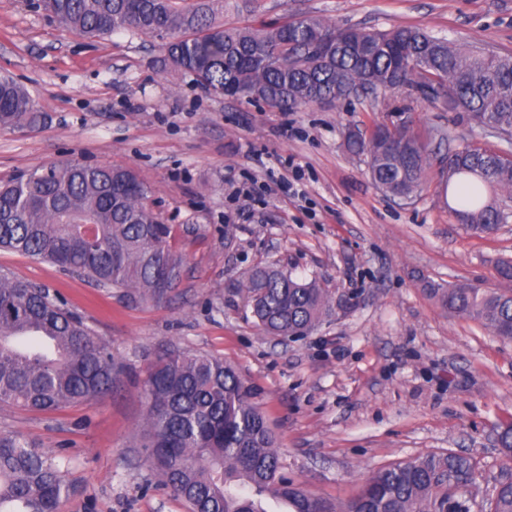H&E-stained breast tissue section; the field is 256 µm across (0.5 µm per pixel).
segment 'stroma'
<instances>
[{
	"mask_svg": "<svg viewBox=\"0 0 512 512\" xmlns=\"http://www.w3.org/2000/svg\"><path fill=\"white\" fill-rule=\"evenodd\" d=\"M225 26L317 16L339 27L416 26L467 50L512 53V0H213ZM158 37L118 31L95 41L25 0H0V72L28 89L45 121L0 129V181L81 162L134 169L183 259L170 301L133 304L58 266L0 251V268L49 289L83 316L122 367L110 395L55 412L0 406V431L55 457L70 493L58 512H187L152 474L141 446L149 364L180 348L220 357L252 388L285 474L344 502L386 466L448 450L477 463L468 496L480 512L505 476L495 443L512 420V340L452 317L429 282L501 287L512 223L480 234L458 223L439 159L466 144L500 148L464 112L407 89L289 112L209 94L163 62ZM405 112L441 130L436 160L410 201L385 195L348 132L370 134ZM292 136H283V129ZM305 177L298 200L282 181ZM273 265L317 279L345 303L297 341L254 323L236 287Z\"/></svg>",
	"mask_w": 512,
	"mask_h": 512,
	"instance_id": "stroma-1",
	"label": "stroma"
}]
</instances>
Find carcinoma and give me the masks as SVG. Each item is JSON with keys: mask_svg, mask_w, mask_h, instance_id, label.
I'll list each match as a JSON object with an SVG mask.
<instances>
[{"mask_svg": "<svg viewBox=\"0 0 512 512\" xmlns=\"http://www.w3.org/2000/svg\"><path fill=\"white\" fill-rule=\"evenodd\" d=\"M52 16L88 37L117 31L167 35L166 61L208 91L288 111L334 105L351 91L365 95L407 87L418 98L512 134V55L463 51L414 26L387 31L336 27L301 17L261 27H226L210 0H51ZM38 121L28 90L0 76V128ZM404 116L370 135L351 133L347 150L364 156L385 194L411 199L424 185L432 140ZM452 212L469 229L493 230L509 219L489 190L512 187V157L489 148L448 152ZM147 188L129 168L67 163L0 185V250L50 262L130 302L162 303L180 281L171 228L146 204ZM241 290L267 335L309 332L331 311L315 280L272 265L244 274ZM448 314L512 338V292L470 283L427 289ZM118 368L109 346L58 298L0 273V403L51 412L100 400ZM142 447L162 485L189 512H448V499L474 478L473 459L441 452L377 471L347 502L313 498L282 470L275 438L248 386L224 361L204 352L170 350L151 366ZM69 491L59 464L23 436L0 433V512H57ZM486 512H512V487L495 488Z\"/></svg>", "mask_w": 512, "mask_h": 512, "instance_id": "cac0c4a2", "label": "carcinoma"}]
</instances>
